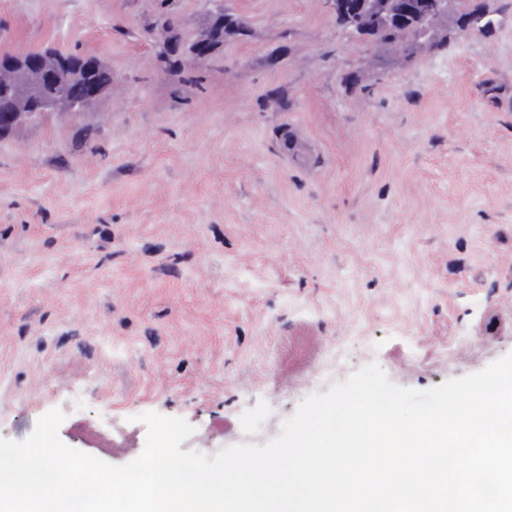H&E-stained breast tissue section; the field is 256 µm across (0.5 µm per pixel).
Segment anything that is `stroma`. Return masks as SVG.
I'll return each mask as SVG.
<instances>
[{"instance_id":"35a3bbf8","label":"stroma","mask_w":512,"mask_h":512,"mask_svg":"<svg viewBox=\"0 0 512 512\" xmlns=\"http://www.w3.org/2000/svg\"><path fill=\"white\" fill-rule=\"evenodd\" d=\"M472 4L492 28L409 49L323 0H224L241 31L186 72L160 0H0V52L112 70L0 141V437L58 408L122 465L156 412L211 456L369 364L424 390L512 353V0Z\"/></svg>"}]
</instances>
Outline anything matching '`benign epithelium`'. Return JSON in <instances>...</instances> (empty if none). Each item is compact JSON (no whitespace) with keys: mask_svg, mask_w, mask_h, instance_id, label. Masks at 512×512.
<instances>
[{"mask_svg":"<svg viewBox=\"0 0 512 512\" xmlns=\"http://www.w3.org/2000/svg\"><path fill=\"white\" fill-rule=\"evenodd\" d=\"M464 3L466 0H325L329 13L351 35L369 42L397 35L409 46L436 41L441 22L453 13L463 19L460 30L477 28L482 14L470 13ZM212 18L209 26L194 30L183 49L182 64L197 66L215 60V50L234 20L218 13ZM0 91L8 93L11 101V111L0 113V139H4L39 116L76 115L88 110L112 92V81L92 78L70 56L49 51L38 58L19 56L0 80Z\"/></svg>","mask_w":512,"mask_h":512,"instance_id":"1","label":"benign epithelium"}]
</instances>
